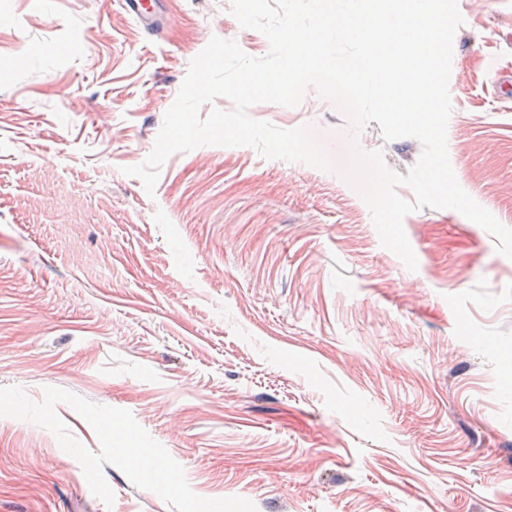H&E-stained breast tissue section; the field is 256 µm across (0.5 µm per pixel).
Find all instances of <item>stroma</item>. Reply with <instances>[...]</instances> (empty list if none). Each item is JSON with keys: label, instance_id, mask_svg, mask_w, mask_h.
I'll use <instances>...</instances> for the list:
<instances>
[{"label": "stroma", "instance_id": "35a3bbf8", "mask_svg": "<svg viewBox=\"0 0 512 512\" xmlns=\"http://www.w3.org/2000/svg\"><path fill=\"white\" fill-rule=\"evenodd\" d=\"M0 0V387L129 410L205 498L257 512H512V259L453 209L403 226L408 270L343 178L348 123L308 91L251 117L313 126L333 169L249 146L151 153L231 0ZM447 126L459 185L512 228V0H458ZM407 173L421 145L357 137ZM113 505L31 422L0 417V512H173L105 465ZM127 14L142 26L157 31L163 24L160 0H122Z\"/></svg>", "mask_w": 512, "mask_h": 512}]
</instances>
